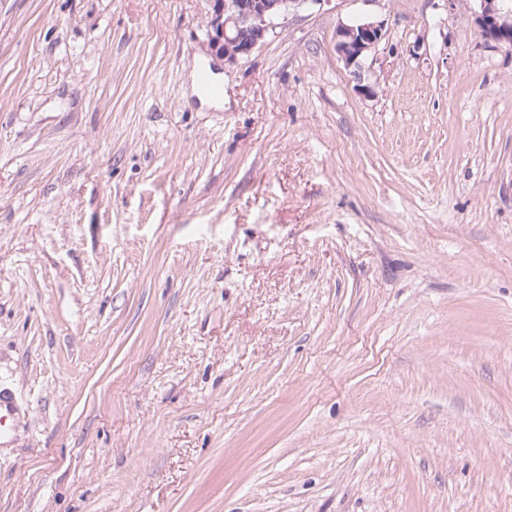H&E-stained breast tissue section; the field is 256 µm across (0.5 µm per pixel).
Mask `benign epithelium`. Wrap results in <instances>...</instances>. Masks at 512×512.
<instances>
[{"label": "benign epithelium", "mask_w": 512, "mask_h": 512, "mask_svg": "<svg viewBox=\"0 0 512 512\" xmlns=\"http://www.w3.org/2000/svg\"><path fill=\"white\" fill-rule=\"evenodd\" d=\"M210 17L207 39L216 55L227 64L250 55L268 36L273 19L304 5L323 0H207ZM482 36L504 46L512 45V10L506 0H475ZM385 37V24L370 17L351 23L338 22L336 51L346 66L355 67L353 79L362 82L359 60L374 50Z\"/></svg>", "instance_id": "obj_1"}]
</instances>
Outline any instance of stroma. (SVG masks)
I'll return each instance as SVG.
<instances>
[{"label": "stroma", "instance_id": "obj_1", "mask_svg": "<svg viewBox=\"0 0 512 512\" xmlns=\"http://www.w3.org/2000/svg\"><path fill=\"white\" fill-rule=\"evenodd\" d=\"M207 13L0 0V512H512V49L322 0L227 65ZM384 36V22L371 17L352 23L341 21L336 26V51L347 67L359 68V60L374 50ZM16 411L17 406L12 394L0 391V445L5 444L10 437V429L6 424L14 420Z\"/></svg>", "mask_w": 512, "mask_h": 512}]
</instances>
